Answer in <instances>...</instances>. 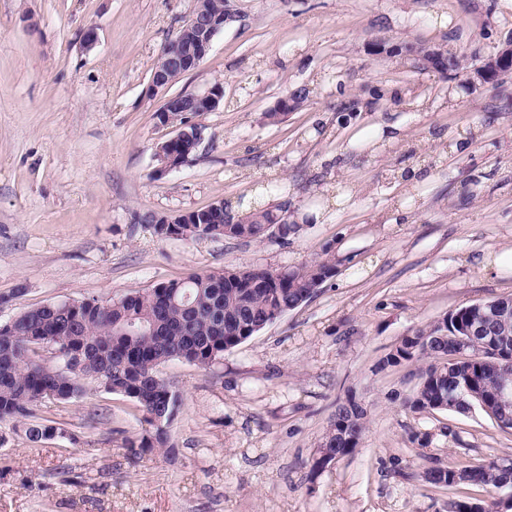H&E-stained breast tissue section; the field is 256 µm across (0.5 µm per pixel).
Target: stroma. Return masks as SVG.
<instances>
[{
	"mask_svg": "<svg viewBox=\"0 0 512 512\" xmlns=\"http://www.w3.org/2000/svg\"><path fill=\"white\" fill-rule=\"evenodd\" d=\"M234 12L204 62L172 93L224 90L196 122L204 142L155 176L159 126L151 73L193 0H0V322L50 302L116 298L201 271L280 270L327 256L336 274L314 297L208 368L160 374L182 397L173 447L131 463L142 428L128 399L89 389L41 418L64 433L29 443L0 422V512H448L481 488L427 484L431 466L512 456V430L481 409L415 413L405 405L428 362L387 369L407 336L478 301L512 297V76L470 92L466 74L512 38L505 0H230ZM96 26L99 42L82 34ZM411 41L460 59L443 75L394 49ZM380 42L384 53L368 46ZM307 100L277 124L265 114L297 88ZM382 119L402 139L376 157L352 146ZM467 131L469 150H448ZM431 159L422 205L395 172ZM286 184L291 208L344 186L328 224L288 240L161 237L149 213L174 216L248 200ZM367 409L357 448L314 470L339 401ZM427 436V446L413 435Z\"/></svg>",
	"mask_w": 512,
	"mask_h": 512,
	"instance_id": "obj_1",
	"label": "stroma"
}]
</instances>
